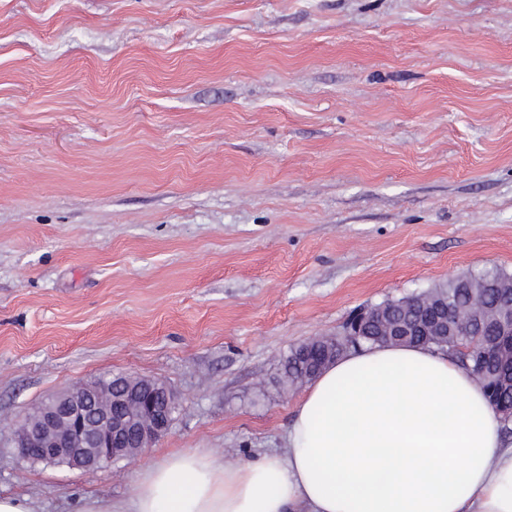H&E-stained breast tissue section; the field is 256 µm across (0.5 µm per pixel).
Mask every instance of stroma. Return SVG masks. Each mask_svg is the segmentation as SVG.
<instances>
[{"instance_id":"obj_1","label":"stroma","mask_w":512,"mask_h":512,"mask_svg":"<svg viewBox=\"0 0 512 512\" xmlns=\"http://www.w3.org/2000/svg\"><path fill=\"white\" fill-rule=\"evenodd\" d=\"M479 270L512 274V0H0V494L282 447L292 348ZM111 374L173 390L152 447L20 457Z\"/></svg>"}]
</instances>
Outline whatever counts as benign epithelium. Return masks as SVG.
<instances>
[{
	"mask_svg": "<svg viewBox=\"0 0 512 512\" xmlns=\"http://www.w3.org/2000/svg\"><path fill=\"white\" fill-rule=\"evenodd\" d=\"M405 311L409 318L396 321L379 309L363 308L346 323L343 335L355 338L371 322L380 324L385 336L395 342L417 328L427 336H446L454 331L471 337V345L480 346L487 356L499 357L506 352L512 360L511 336L487 342L479 335L489 317L512 330L509 298L490 314L477 304L453 324L448 322L445 302L421 307L408 302ZM125 382L122 388L110 377L96 379L43 401L15 423L17 448L84 472L142 454L169 429L172 391L161 380L127 376Z\"/></svg>",
	"mask_w": 512,
	"mask_h": 512,
	"instance_id": "benign-epithelium-1",
	"label": "benign epithelium"
}]
</instances>
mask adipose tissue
Here are the masks:
<instances>
[{"instance_id": "ef3b65f1", "label": "adipose tissue", "mask_w": 512, "mask_h": 512, "mask_svg": "<svg viewBox=\"0 0 512 512\" xmlns=\"http://www.w3.org/2000/svg\"><path fill=\"white\" fill-rule=\"evenodd\" d=\"M79 512H512V438L452 353L365 346L307 387L283 448L175 452Z\"/></svg>"}]
</instances>
